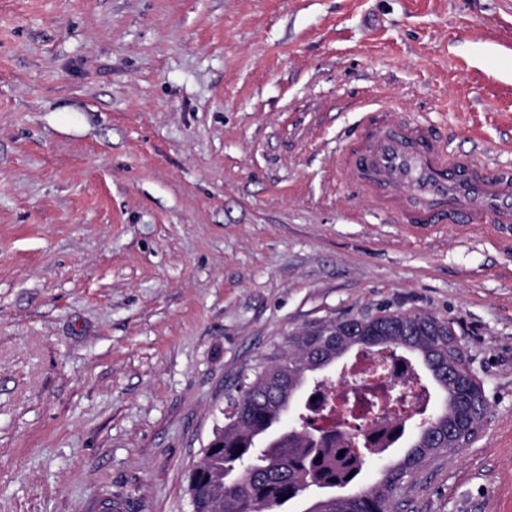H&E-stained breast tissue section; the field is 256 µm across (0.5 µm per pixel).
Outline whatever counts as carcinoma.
<instances>
[{
  "mask_svg": "<svg viewBox=\"0 0 512 512\" xmlns=\"http://www.w3.org/2000/svg\"><path fill=\"white\" fill-rule=\"evenodd\" d=\"M334 331L361 337L363 351L415 354L441 388L436 409L421 418L403 458L383 471L379 485L359 481L366 456L350 451V434L338 439L303 416L297 430L283 425V413L298 386L312 371L301 369L305 355L320 351L329 360L338 352L325 345ZM453 368L455 380L446 373ZM487 409L481 385L471 374L461 343L448 321L428 312L380 309L373 314L329 319L307 326L286 340L281 352L263 358L241 379L237 396L224 411V445L206 448L188 476L196 512H283L298 493L314 496L315 512H391L393 492L428 458L460 448ZM358 491L325 505L331 488Z\"/></svg>",
  "mask_w": 512,
  "mask_h": 512,
  "instance_id": "cac0c4a2",
  "label": "carcinoma"
}]
</instances>
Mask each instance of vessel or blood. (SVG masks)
Listing matches in <instances>:
<instances>
[{
	"label": "vessel or blood",
	"instance_id": "b4317fda",
	"mask_svg": "<svg viewBox=\"0 0 512 512\" xmlns=\"http://www.w3.org/2000/svg\"><path fill=\"white\" fill-rule=\"evenodd\" d=\"M368 109L339 160L340 178L397 224H497L512 228V170L459 162L425 125Z\"/></svg>",
	"mask_w": 512,
	"mask_h": 512
}]
</instances>
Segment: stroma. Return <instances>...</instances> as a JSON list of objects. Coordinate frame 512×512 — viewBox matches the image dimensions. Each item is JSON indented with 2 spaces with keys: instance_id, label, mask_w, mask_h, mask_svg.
I'll list each match as a JSON object with an SVG mask.
<instances>
[{
  "instance_id": "stroma-1",
  "label": "stroma",
  "mask_w": 512,
  "mask_h": 512,
  "mask_svg": "<svg viewBox=\"0 0 512 512\" xmlns=\"http://www.w3.org/2000/svg\"><path fill=\"white\" fill-rule=\"evenodd\" d=\"M362 96L512 167V0H0V512H192L239 372L385 307L488 406L400 512H512V233L343 187Z\"/></svg>"
}]
</instances>
